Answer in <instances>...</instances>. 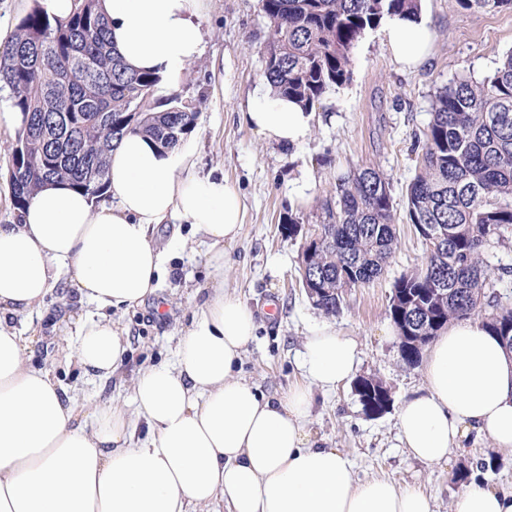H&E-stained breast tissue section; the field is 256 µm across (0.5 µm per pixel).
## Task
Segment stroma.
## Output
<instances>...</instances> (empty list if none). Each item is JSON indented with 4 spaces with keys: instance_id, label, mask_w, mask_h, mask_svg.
Here are the masks:
<instances>
[{
    "instance_id": "1",
    "label": "stroma",
    "mask_w": 512,
    "mask_h": 512,
    "mask_svg": "<svg viewBox=\"0 0 512 512\" xmlns=\"http://www.w3.org/2000/svg\"><path fill=\"white\" fill-rule=\"evenodd\" d=\"M434 34L432 51L419 68H401L372 31L353 52L352 78L324 96L313 133L302 150L288 155L244 124L241 114L265 86L262 50L269 22L258 0H205L200 60L181 76L178 92L195 100L198 118L187 142L202 173L227 180L244 205L240 237L225 245L230 267L225 288L251 306L258 329L238 366V374L261 394L279 396L301 383L299 355L308 336L331 328L356 340V378H374L388 388L393 407L371 417L364 413L354 384L316 391L307 432L311 443L336 448L353 463L356 480L385 477L429 496L433 512H452L467 472L472 480L512 492V449L490 450L470 439L448 461L425 464L401 448L396 408L424 385L422 366L403 364L389 315L392 284L419 265L424 248L405 220L404 196L414 177L419 138L431 119L436 91L457 75L482 81L512 50V10H464L454 0H422ZM379 166L390 179L397 219V248L385 274L352 289L339 314L315 309L299 286L301 239L286 238L285 217L309 226L324 221L321 202L339 174L360 164ZM183 252L173 255L155 297L118 315L130 339L123 377L145 365L172 364L183 328L210 288L205 249L190 225H182ZM34 359L62 387L90 400L129 398L122 379L102 383L86 377L69 349L47 336Z\"/></svg>"
}]
</instances>
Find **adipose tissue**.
Returning <instances> with one entry per match:
<instances>
[{
    "instance_id": "1",
    "label": "adipose tissue",
    "mask_w": 512,
    "mask_h": 512,
    "mask_svg": "<svg viewBox=\"0 0 512 512\" xmlns=\"http://www.w3.org/2000/svg\"><path fill=\"white\" fill-rule=\"evenodd\" d=\"M125 64L175 90L203 53L202 0H99ZM395 61L420 65L432 43L423 16L392 17ZM243 121L295 151L315 115L258 92ZM109 188L95 200L63 180L43 184L12 224H0V512H432L419 489L378 477L355 481L336 448L311 445L315 390L345 383L356 343L331 329L305 342L306 381L264 397L236 374L257 328L254 310L223 288L225 244L243 227L238 191L201 174L189 145L160 149L138 134L110 151ZM188 224L201 235L215 286L178 340L173 366H146L131 402L88 406L32 361L34 320L56 288L100 309L80 321L75 358L85 374H119L127 340L113 313L155 296L166 252L153 232ZM425 385L397 413L403 447L441 463L470 436L512 448V358L471 317L451 322L424 362ZM453 512H512V495L477 483Z\"/></svg>"
}]
</instances>
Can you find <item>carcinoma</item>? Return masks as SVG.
<instances>
[{
  "label": "carcinoma",
  "instance_id": "carcinoma-1",
  "mask_svg": "<svg viewBox=\"0 0 512 512\" xmlns=\"http://www.w3.org/2000/svg\"><path fill=\"white\" fill-rule=\"evenodd\" d=\"M98 0H71L64 17L32 7L0 42V90L22 114L8 167L14 208L47 181L65 179L93 198L106 194V153L128 133L165 149L181 144L197 120L194 102L156 95L157 79L126 67L108 35ZM270 23L263 63L273 92L315 109L347 84L353 50L395 15L421 10L420 0H259ZM465 10L512 9V0H455ZM421 142L418 170L406 187L405 216L424 260L394 280L390 315L400 358L418 363L414 335L435 339L452 320L481 316L512 352V306L492 292L489 250L512 238V52L481 83L458 78L436 92ZM322 210L328 222L305 231L302 289L312 305L340 312L348 293L386 271L398 239L389 178L373 164L336 182Z\"/></svg>",
  "mask_w": 512,
  "mask_h": 512
}]
</instances>
